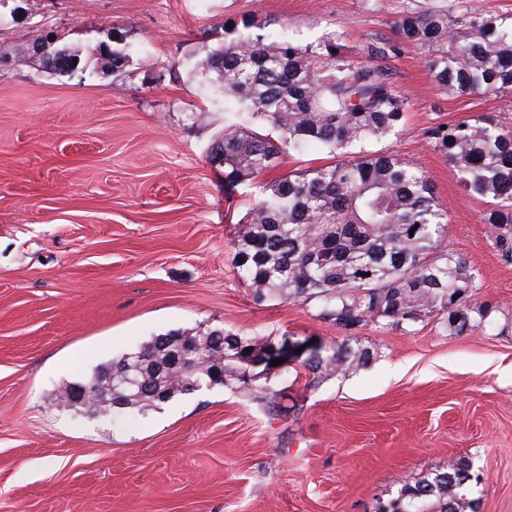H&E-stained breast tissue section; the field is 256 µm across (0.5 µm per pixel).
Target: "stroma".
I'll list each match as a JSON object with an SVG mask.
<instances>
[{"label":"stroma","mask_w":512,"mask_h":512,"mask_svg":"<svg viewBox=\"0 0 512 512\" xmlns=\"http://www.w3.org/2000/svg\"><path fill=\"white\" fill-rule=\"evenodd\" d=\"M428 6L455 16L464 0H25L20 19L0 0V512H374L399 479L456 458L482 476L479 512H512V263L489 203L428 137L477 116L512 123V96L437 86L393 29ZM244 21L304 43L337 32L363 62L378 50L408 104L373 148L426 171L488 320L461 335L436 319L366 325L368 365L315 383L291 361L270 394L217 386L144 417L63 406L64 382L172 329L345 337L313 306L256 300L234 265L254 191H225L208 157L224 88L199 63ZM45 27L81 70L12 60ZM112 29L132 56L120 78L96 61Z\"/></svg>","instance_id":"stroma-1"}]
</instances>
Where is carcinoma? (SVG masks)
Here are the masks:
<instances>
[{"instance_id":"carcinoma-1","label":"carcinoma","mask_w":512,"mask_h":512,"mask_svg":"<svg viewBox=\"0 0 512 512\" xmlns=\"http://www.w3.org/2000/svg\"><path fill=\"white\" fill-rule=\"evenodd\" d=\"M224 28V45L201 60L224 85L238 121L210 145L224 157V187L254 184L258 195L234 240L236 268L258 300L312 304L317 317L347 333L302 367L317 381L367 365L372 352L350 328L413 326L439 317L464 334L486 321L489 307L475 298L478 273L443 245L448 232L426 173L414 163L364 146L394 133L407 97L380 65H358L335 32L299 43L275 35ZM402 43L425 54L428 71L449 95L512 94V16L467 8L456 18L444 9L406 12L396 21ZM130 56L120 46L102 65L123 74ZM434 147L461 174L466 190L487 200L484 215L494 244L512 262V127L486 117L429 131ZM320 144L344 160L309 167L272 181L257 178L288 152ZM216 346L192 358L189 373L174 363L188 343ZM272 346L245 333L198 325L153 337L138 350L100 367L84 382L64 384L65 405L97 414L99 392L112 389L114 415L144 416L179 395L222 386L255 394L269 385L255 356ZM140 389L123 383L126 375ZM479 481L471 464L448 465L398 482L375 512H477L467 489Z\"/></svg>"}]
</instances>
